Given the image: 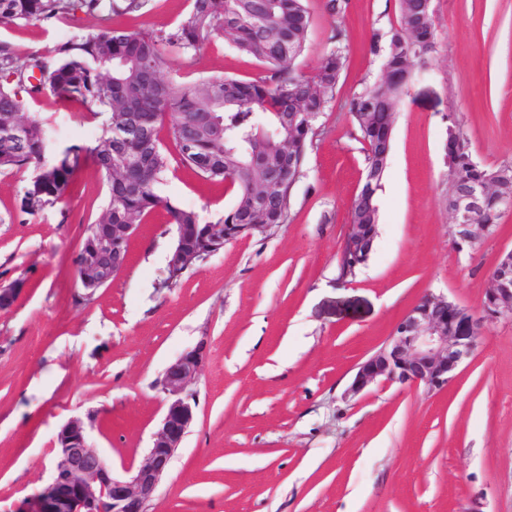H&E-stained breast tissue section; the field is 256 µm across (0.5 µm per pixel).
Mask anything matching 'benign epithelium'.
Masks as SVG:
<instances>
[{
    "label": "benign epithelium",
    "instance_id": "obj_1",
    "mask_svg": "<svg viewBox=\"0 0 512 512\" xmlns=\"http://www.w3.org/2000/svg\"><path fill=\"white\" fill-rule=\"evenodd\" d=\"M389 148H380L376 163L363 181L381 178ZM454 183L448 196V219L461 230L460 238L471 243L492 236L485 221V207L492 197L499 198L505 210L512 211L505 173L488 171L477 180L461 178L449 168ZM139 229L137 224H111L108 233L96 239L86 254L81 278L86 289L95 291L129 259V246ZM187 238L186 225H175V243L167 270L180 275L208 260L224 245L254 232L271 229L269 224H195ZM500 272H490L482 298V314L448 299L443 293H425L396 323L389 336L365 361L358 364L347 395L357 396L378 383L401 386L424 385L440 393L454 382L459 367L475 352L478 335L485 321L512 316V249L498 254ZM26 287L15 280L0 285V310L12 308ZM207 358V343L183 352L166 369L161 381L167 405L144 461L125 468V475L114 474L100 451L91 443L88 429L97 418H72L56 437L57 452L50 482L30 501L17 507L19 512H147L159 483L194 420L195 399L188 387L199 375Z\"/></svg>",
    "mask_w": 512,
    "mask_h": 512
}]
</instances>
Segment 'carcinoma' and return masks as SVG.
<instances>
[{"instance_id":"obj_1","label":"carcinoma","mask_w":512,"mask_h":512,"mask_svg":"<svg viewBox=\"0 0 512 512\" xmlns=\"http://www.w3.org/2000/svg\"><path fill=\"white\" fill-rule=\"evenodd\" d=\"M149 0H0V26L21 22L74 20L83 13L99 21L53 49L31 53L20 61L0 43V120L18 122L23 135L0 131V171L24 178L18 207L33 215L71 196L85 170L104 180L106 202L98 217L83 228L78 248L66 259L77 273L87 243L106 224H142L157 211L169 224H199V215L173 205L158 188L165 180L173 147L176 163L189 174L212 183H227L235 206L222 224H252L256 205L247 173L252 168L276 175L264 208L265 223L286 224L294 179L281 162L280 146L293 137L303 157L316 133L288 130V113L321 115L335 96L347 57L336 47L309 74L297 69L311 28L305 0H192L189 15L174 30L145 33L112 26V16L136 13ZM421 0H399V26L388 43L372 33L367 49L384 55L388 81L366 86L350 101L355 115L369 113L357 125L365 145L366 164L376 159L409 84V65L435 48L433 15ZM241 54L265 65L264 77L246 81L229 76L184 84L161 77L168 52L195 51L217 33ZM50 94L81 107L99 127L90 144L64 148L51 138L47 119L26 112L28 101ZM131 112L122 124L116 113ZM448 157L464 179H478L486 167L473 165L469 142L456 138ZM382 184L361 186L353 199V223L377 231V193ZM368 257L347 250L338 261L339 278L356 274Z\"/></svg>"}]
</instances>
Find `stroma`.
Wrapping results in <instances>:
<instances>
[{"mask_svg": "<svg viewBox=\"0 0 512 512\" xmlns=\"http://www.w3.org/2000/svg\"><path fill=\"white\" fill-rule=\"evenodd\" d=\"M190 3L151 0L112 23L168 31ZM306 5L312 26L300 69L312 71L338 45L347 63L291 191L288 222L225 244L176 287L162 285L174 232L159 211L132 238L126 268L79 300L60 259L101 212L102 178L87 171L66 203L28 215L17 210L21 177L0 173V282H28L0 311V512L48 483L70 418L99 417L90 439L115 472L140 464L166 412L160 381L202 340L195 419L148 512H512V318L486 323L445 392L380 384L346 394L359 363L426 292L480 311L496 256L512 249V215L496 237L462 249L445 206L449 122L477 162L512 163V0H433L436 47L398 108L376 242L345 281L337 261L365 169L349 103L384 79L367 42L396 25L399 0H347L340 15L326 0ZM93 24L23 22L0 27V42L23 57ZM264 74L220 35L171 52L163 72L188 84ZM27 109L49 117L61 148L99 133L89 114L48 94ZM160 192L207 224L236 202L224 184L175 164Z\"/></svg>", "mask_w": 512, "mask_h": 512, "instance_id": "stroma-1", "label": "stroma"}]
</instances>
